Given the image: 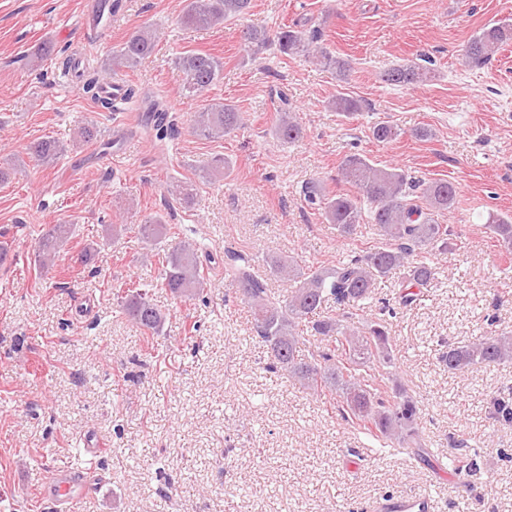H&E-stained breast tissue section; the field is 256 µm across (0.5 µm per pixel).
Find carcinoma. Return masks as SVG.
I'll use <instances>...</instances> for the list:
<instances>
[{
	"mask_svg": "<svg viewBox=\"0 0 512 512\" xmlns=\"http://www.w3.org/2000/svg\"><path fill=\"white\" fill-rule=\"evenodd\" d=\"M251 0H188L180 24L192 30L211 29L249 12ZM157 30L142 26L131 31L126 39L112 48L105 62L94 67L80 66L76 59L63 60L64 71L81 69L85 89L102 109L112 102L98 96L100 81L135 70L154 50ZM244 50L275 47L283 54L305 53L324 68L346 72L348 63L333 56L320 44L319 30L304 33L282 28L271 35L253 27L242 30ZM512 42V21H496L484 26L473 36L465 49V60L472 66L488 63L504 45ZM182 73L181 93L200 98L221 79L224 62L207 53L187 51L178 57ZM428 72L420 65H403L380 74L382 81L399 86L415 85L427 80ZM330 107L341 115L359 111L358 101L338 94ZM244 126L242 112L230 103H212L195 112L191 128L205 139H222ZM299 122L287 110H281L275 135L293 143L302 137ZM398 128L378 123L372 138L389 143L398 138ZM66 152V147L50 138L30 143L28 154L43 166H53ZM338 180L358 190L359 195L333 192L319 180H312L302 189L306 205L317 211L343 239H353L364 220L361 199L370 204L368 223L376 227L378 241L372 247L355 253L335 265L303 267L295 256H278L270 260L272 274L293 282L285 293H271L265 280L253 272L251 262L241 254L227 255L224 279L236 289L242 302L252 313L257 336L266 347L270 367L288 375L299 388L325 399L330 408L366 433L401 445H415L419 439V406L416 398L399 383L389 385L390 377L383 369L395 360L391 336L386 326L377 321L360 320L372 299L376 281L393 270L408 268L406 282L425 286L435 279L432 267L414 257L428 252L453 253L454 243L448 226L437 216L451 211L458 189L448 181L414 180L399 167H378L369 158L354 153L346 156L338 168ZM487 228L498 246L512 254V218L491 215ZM71 233L69 224H50L36 249L35 262L47 270L54 266L60 249ZM140 239L158 245L174 237L173 227L165 216L155 214L140 225ZM204 268L190 245L180 241L165 253L161 285L179 299L189 300L207 288ZM125 315L153 335L163 332L165 317L148 294L140 289L127 290L121 298ZM336 308L341 317L325 315ZM310 331L316 338L314 349H302ZM448 373L458 374L476 364L512 362V334L490 331L461 344L448 345L442 355ZM368 361L377 363L375 372L363 376L356 366ZM494 420L501 425L512 424V387L503 390L494 400ZM474 465L465 448L448 456V467L469 470Z\"/></svg>",
	"mask_w": 512,
	"mask_h": 512,
	"instance_id": "carcinoma-1",
	"label": "carcinoma"
}]
</instances>
